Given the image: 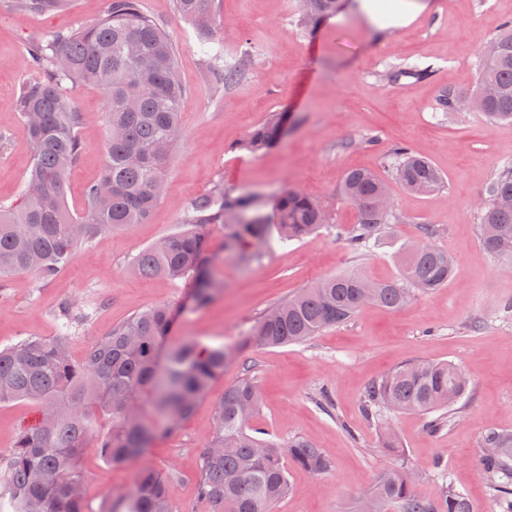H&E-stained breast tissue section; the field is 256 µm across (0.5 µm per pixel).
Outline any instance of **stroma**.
I'll use <instances>...</instances> for the list:
<instances>
[{"instance_id": "obj_1", "label": "stroma", "mask_w": 512, "mask_h": 512, "mask_svg": "<svg viewBox=\"0 0 512 512\" xmlns=\"http://www.w3.org/2000/svg\"><path fill=\"white\" fill-rule=\"evenodd\" d=\"M110 0H69L61 11L17 12L0 0V204L16 205L25 189L32 150L14 102L30 75L22 66L28 45L53 32L100 18ZM435 10L406 27L378 31L343 11L317 32L298 25L302 0H211L212 39L225 59L250 50L252 65L237 86L217 92L195 30L174 10V0H142L144 10L175 39L177 61L189 80L182 105L183 133L167 170V190L142 224L96 236L47 283L24 274L0 290V347L59 335L53 316L68 299L88 318L70 331L71 354L83 361L100 338L135 310L181 304L185 281L140 278L132 258L174 232L190 198L214 185L256 196L263 210L297 187L329 206L317 233L244 262L224 251V227L205 228L223 291L208 305L182 315L170 343L193 340L234 347L268 309L314 281L358 271L374 280L396 276L399 252L431 244L454 258L448 284L418 294L404 309L363 307L348 323L301 344L253 347L236 355L176 431L156 441L136 461L107 464L97 453L81 460L88 512L105 498L120 501L141 468L178 474L176 506L195 500V475L214 431V405L243 374L258 382L262 405L254 425L277 443L305 436L330 459L321 476L289 466L290 490L271 512H352L375 475L393 465L418 469L419 489L435 497L442 482L467 495L472 512H498L477 460L479 437L489 428L512 431V268L480 242L479 205L489 183L512 163V124H492L477 112L437 109L441 90L469 92L484 38L512 19V0H435ZM428 68L424 77L417 68ZM71 99L83 121L85 149L67 182V205L77 215L88 206L86 187L96 180L107 138L102 90L80 86ZM289 117L288 133L252 154L236 143L272 113ZM429 159L441 172V189L427 195L391 180L388 158L396 145ZM366 169L390 180L393 219L381 243L352 250L345 234L357 212L341 200L344 174ZM435 229L425 237L424 225ZM413 360L448 361L471 379L458 422L430 432L422 416L395 417L399 454L382 445L380 422L366 418L369 384ZM27 402L0 404V452L12 448L22 426L34 423ZM443 461L447 478L433 470Z\"/></svg>"}]
</instances>
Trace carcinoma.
<instances>
[{"label":"carcinoma","instance_id":"1","mask_svg":"<svg viewBox=\"0 0 512 512\" xmlns=\"http://www.w3.org/2000/svg\"><path fill=\"white\" fill-rule=\"evenodd\" d=\"M12 7L37 14L56 12L67 0H11ZM208 56V72L218 90L238 84L250 64L244 54L224 61V47L211 45L208 0H174ZM340 0H309L303 24L315 27L336 14ZM178 48L147 14L142 0H110L107 13L83 28L56 32L27 48L24 66L37 73L15 102L32 146V163L19 206L0 208V288L17 275L53 279L81 247L98 234L144 223L162 200L165 171L181 138V107L189 81L177 65ZM77 85L106 95L108 130L99 179L86 195L88 211L77 216L66 202L67 177L84 150L78 128L81 115L68 90ZM474 106L493 121L512 122V21L487 39L469 93ZM285 115H271L252 129L234 150L259 152L278 141ZM395 178L414 193L443 186L439 170L427 159L399 146L390 157ZM340 194L352 206L388 194L385 180L362 169L348 171ZM512 197V164L503 167L486 189L481 225L497 234L481 236L491 254L512 261V209L497 200ZM327 223L326 206L300 189L277 200L272 215L262 213L250 195H234L217 186L189 202L180 227L131 260L133 272L191 283V302L202 308L222 288L209 272L206 224L224 226V252L249 262L263 251L304 238ZM389 216L357 210L348 236L354 250L374 247ZM448 252L432 245L404 248L395 277L372 281L357 272L324 278L266 312L245 334L243 347H282L307 341L321 330L349 322L366 305L364 284L373 288L371 303L388 310L408 304L418 291L441 288L452 277ZM61 335L26 338L0 349V403L27 401L38 406L40 420L19 431L13 448L0 454V512H87L82 495L80 456L95 450L106 463L136 459L154 441L174 432L194 411L212 382L224 374V346L191 340L167 343L176 321L168 305L135 311L112 333L95 343L83 363L69 353L67 336L78 319L73 304L58 308ZM469 391V378L450 362L413 361L371 383L363 396L368 417L416 413L426 427L443 431L454 424V406ZM151 399L156 419L141 414ZM261 405L255 378L243 375L214 409V435L200 457L195 476L197 500L209 512H268L289 490L285 460L321 475L330 462L307 437L283 444L261 437L252 427ZM478 465L500 512H512V432L490 429L480 439ZM175 476L146 467L134 492L101 512H195L173 501ZM375 512H471L467 496L448 484L429 498L417 489L415 472L401 466L380 471L363 494Z\"/></svg>","mask_w":512,"mask_h":512}]
</instances>
